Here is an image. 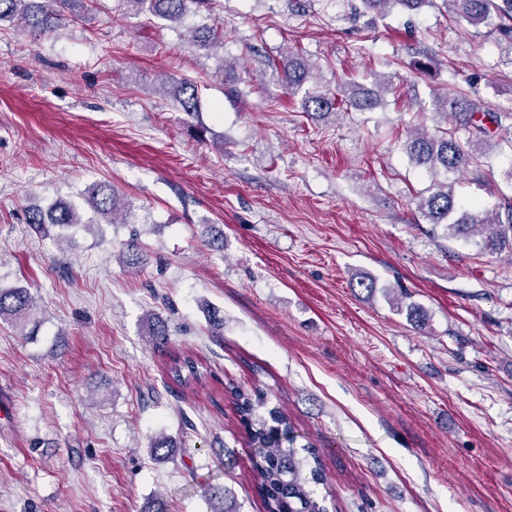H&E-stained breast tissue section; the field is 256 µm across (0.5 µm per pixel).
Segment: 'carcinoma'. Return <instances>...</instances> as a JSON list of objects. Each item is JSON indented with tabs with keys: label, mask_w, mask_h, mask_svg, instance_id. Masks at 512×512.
I'll return each mask as SVG.
<instances>
[{
	"label": "carcinoma",
	"mask_w": 512,
	"mask_h": 512,
	"mask_svg": "<svg viewBox=\"0 0 512 512\" xmlns=\"http://www.w3.org/2000/svg\"><path fill=\"white\" fill-rule=\"evenodd\" d=\"M141 12H148L171 23L180 24L191 10L211 11L212 0H125ZM435 0H362L364 9L376 15H384L391 6L400 5L409 11L431 4ZM453 6L456 16L469 25L490 28L496 40L507 46L512 55V0H446ZM91 0H0V23L15 21L20 29L33 36H47L65 23L78 17L74 10H86ZM191 43L208 48L224 45V31L218 24H203L191 32ZM311 66L299 59L288 61L285 84L292 94L304 92L301 108L319 117L341 111L336 96L304 89L311 79ZM172 94L183 112L191 115L198 111L199 99L196 86L189 80L171 81ZM349 99L355 108L368 110L379 104L373 92H363L357 85L350 87ZM434 109L454 125L468 132L461 141L453 134L440 137L421 133L405 144L409 159L418 166L429 169L443 180L433 185L432 191L416 203L417 210L431 224H443L451 235L469 236L481 229H490L484 246L499 250L504 246L512 249V201L506 200L492 210H479L457 205L454 183L448 175L478 164L486 155L490 136L489 126L502 127L512 121L509 110L494 111L472 100L455 95L438 96L433 100ZM88 201L94 213L109 224H133L135 214L131 208L120 206L113 186L96 182L87 189ZM26 223L50 229L68 230L75 226H89L95 220H83L77 207L59 200L48 209L32 206L27 210ZM34 299L26 288H0V320L28 313ZM167 378L174 384L190 388L202 385L210 376L207 366L196 356L187 352H171L165 363ZM236 409L250 439L259 445L251 459L252 469L260 482L265 512H328L324 499L318 496L316 486L325 482V473L320 456L312 446L304 445L301 455L295 449L294 438H288V447H283L279 435L291 433L288 416L277 408L267 415L257 413L263 401H252L249 395L234 393ZM206 512H236L233 502L225 496L222 488H209L204 492Z\"/></svg>",
	"instance_id": "carcinoma-1"
}]
</instances>
